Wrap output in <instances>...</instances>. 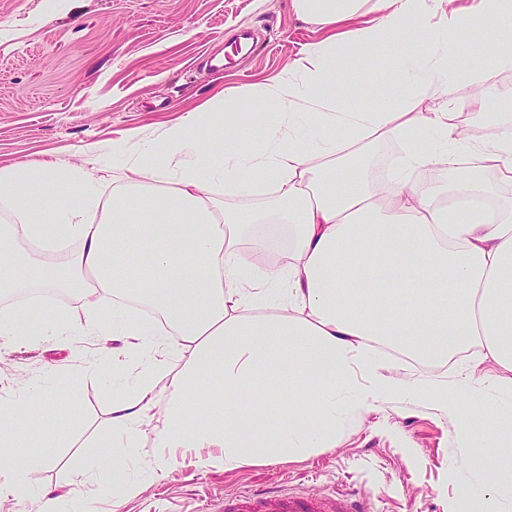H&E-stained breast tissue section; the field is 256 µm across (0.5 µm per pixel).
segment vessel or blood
I'll return each instance as SVG.
<instances>
[{
	"label": "vessel or blood",
	"mask_w": 512,
	"mask_h": 512,
	"mask_svg": "<svg viewBox=\"0 0 512 512\" xmlns=\"http://www.w3.org/2000/svg\"><path fill=\"white\" fill-rule=\"evenodd\" d=\"M227 512H368L366 500L346 496L314 498L282 493L270 496L255 493L228 504Z\"/></svg>",
	"instance_id": "1"
}]
</instances>
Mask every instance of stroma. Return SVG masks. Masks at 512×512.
I'll return each instance as SVG.
<instances>
[{"label": "stroma", "mask_w": 512, "mask_h": 512, "mask_svg": "<svg viewBox=\"0 0 512 512\" xmlns=\"http://www.w3.org/2000/svg\"><path fill=\"white\" fill-rule=\"evenodd\" d=\"M290 0H0V168L19 163H81L85 152L112 141L155 140L162 128L199 110L228 87L276 76L316 32L298 20ZM254 30L255 49L224 66L223 53L239 30ZM49 306L22 295L0 303L44 325L49 311L82 323L81 298L63 290ZM97 336L48 340L0 349V402L15 383L54 385L63 406H33L27 440L48 462L37 486L56 493L96 490L88 473L91 439L105 437L112 407L113 369L87 373L99 355ZM57 426L54 438L40 429ZM199 452L180 448L163 479L145 484L122 512H224L225 500L245 490L299 491L310 496L355 494L370 512H468L459 497L477 476L470 456L455 445V423L423 406L394 398L365 414L334 450L311 458L271 461L233 471L199 468Z\"/></svg>", "instance_id": "stroma-1"}]
</instances>
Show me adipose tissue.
<instances>
[{
    "instance_id": "1",
    "label": "adipose tissue",
    "mask_w": 512,
    "mask_h": 512,
    "mask_svg": "<svg viewBox=\"0 0 512 512\" xmlns=\"http://www.w3.org/2000/svg\"><path fill=\"white\" fill-rule=\"evenodd\" d=\"M295 15L324 30L274 78L230 87L204 111L165 126L160 144L113 142L123 178L104 189L87 167L51 162L0 169V292L80 289L87 319L57 315L42 332L20 313L0 315V341L99 331L104 357L128 376L112 399L109 434L95 472L113 507L141 486L142 461L162 477L175 448H207L200 468L307 458L335 448L347 426L388 397L430 404L459 421L460 447L489 486L464 488L486 512H512V419L491 423L494 395L512 410V377L448 391L434 370L479 344L481 360L512 370V130L471 138L458 107L483 111L512 96L499 73L512 67V0H291ZM484 63L461 70L476 49ZM396 79L403 92L386 94ZM375 85L373 109L349 106L347 88ZM253 104L239 110L241 99ZM407 151L387 185L352 166L375 144ZM445 169L447 187L416 171ZM264 210H226L267 185ZM288 241L286 265L258 264L271 234ZM76 243L64 262L33 259ZM146 264L131 288L135 256ZM156 312L129 319L123 297ZM114 298L112 323L96 324L100 298ZM384 342L429 370L396 375L373 354ZM21 403L0 404V502L29 499L41 454L22 453ZM152 454L141 460V441Z\"/></svg>"
}]
</instances>
